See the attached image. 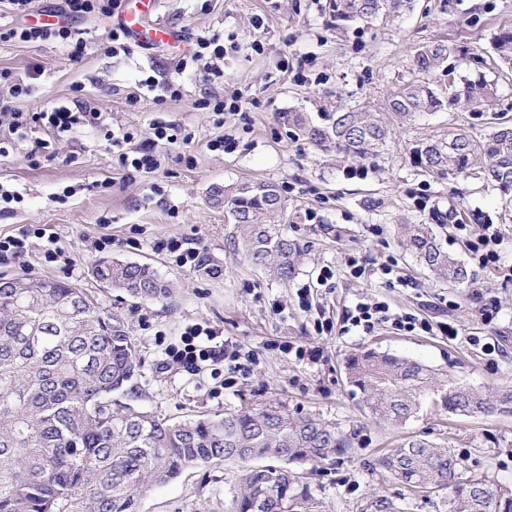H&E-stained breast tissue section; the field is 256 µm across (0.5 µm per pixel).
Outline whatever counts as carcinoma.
Here are the masks:
<instances>
[{"label":"carcinoma","mask_w":512,"mask_h":512,"mask_svg":"<svg viewBox=\"0 0 512 512\" xmlns=\"http://www.w3.org/2000/svg\"><path fill=\"white\" fill-rule=\"evenodd\" d=\"M339 22L398 15L411 0H330ZM490 63L512 72V29L491 39ZM447 58L440 45L420 48L413 66L438 68ZM454 98L428 84L408 83L392 95L395 117L448 105L481 110L492 105L496 84L478 73L453 84ZM279 119L325 151L364 158L383 146L390 129L373 112L340 110L318 125L304 112ZM413 163L439 175L480 176L512 191V125L499 124L483 140L462 129L424 138L412 148ZM285 209L271 182L224 188V213L233 225L231 244L247 262L287 283L298 270L303 246L281 228ZM401 242L433 276L462 283L467 269L445 251L428 224H402ZM198 269L221 274L219 261L200 254ZM94 278L127 296L160 300L170 285L149 265L103 259ZM140 367L128 327L88 294L54 279L0 277V512H139L149 487L174 481L213 462L240 464L227 512H323L299 469L342 454L349 447L336 425L305 415L293 418L269 402L221 418L172 422L130 404L112 408L109 395ZM347 383L360 394L371 419L402 425L425 398L452 416L512 413V388L480 390L409 358L367 349L345 361ZM380 467L415 494L442 496L448 512H512V486L469 474L451 448L411 437L390 449ZM360 512H400L374 492Z\"/></svg>","instance_id":"1"}]
</instances>
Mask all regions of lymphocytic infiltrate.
<instances>
[{"mask_svg": "<svg viewBox=\"0 0 512 512\" xmlns=\"http://www.w3.org/2000/svg\"><path fill=\"white\" fill-rule=\"evenodd\" d=\"M34 0H7L15 22L6 31H0V41H16L31 45L56 43L65 46L68 58L78 62L87 53V43L76 21L87 19L112 18L120 15L123 0H62L58 9L59 21L53 25L27 23V16L34 10ZM30 93V87L23 80H12L0 86V98H7V105L0 107V156L9 155L18 143L30 142L31 160H39L51 149L53 142L67 141L82 130L90 128L111 141L119 150L118 166L125 175L135 173L150 174L160 169V150L165 145L186 144L192 136L178 123L155 122L148 131H135L114 126L109 113L90 107L82 98L72 97L67 103L40 111L29 112L18 108L17 103ZM50 132V139L35 138L36 130ZM44 243L43 258L48 263H63L71 267L64 252L55 245L56 237L44 224H32L16 236L0 237V258L25 257L32 240ZM352 328L363 333H371L381 323H391L396 330L431 332L439 329L442 334L456 335V328L450 323L432 325L429 320L412 315L395 316L388 304L383 302L358 303L348 315ZM184 346L172 350L170 356L177 363L194 367L198 363L226 361L237 371H247L248 366L241 361V355L233 342L217 341L214 331L199 325H192L184 332Z\"/></svg>", "mask_w": 512, "mask_h": 512, "instance_id": "lymphocytic-infiltrate-1", "label": "lymphocytic infiltrate"}]
</instances>
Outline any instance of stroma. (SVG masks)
I'll return each mask as SVG.
<instances>
[{"instance_id":"1","label":"stroma","mask_w":512,"mask_h":512,"mask_svg":"<svg viewBox=\"0 0 512 512\" xmlns=\"http://www.w3.org/2000/svg\"><path fill=\"white\" fill-rule=\"evenodd\" d=\"M329 0H159L154 16L184 30L187 39L219 33L224 39V77L210 82L204 71L176 68L178 47L136 49L111 56L102 46L111 20H82L90 53L69 61L56 44L31 48L0 42V72L29 78L25 110L36 112L81 93L90 105L111 112L119 125L147 128L157 119L187 125L191 144L162 150L160 170L124 178L110 142L92 131L57 143L56 155L32 166L28 144L0 157V185L24 197L14 214L0 216V235L26 224L48 225L71 268L47 263L40 247L21 259H0V273L68 282L121 316L133 337L141 367L126 403L180 421L197 415L223 416L250 406L278 402L291 416L313 415L336 423L348 437L346 454L308 475L323 512H359L376 490L401 512H443L437 497L413 495L391 479L377 460L416 435L448 444L469 470L512 485V414L454 417L424 404L400 428L375 423L358 405L346 381L344 362L372 347L421 361L476 387L512 380V281L479 267L470 252L471 232L481 224L500 228L496 250L512 267V192L505 194L479 176L441 178L413 166L410 151L420 139L465 129L476 139L493 127V113L512 117V76L486 70L495 82L492 112L442 110L393 121L391 135L376 156L353 159L321 151L280 123L278 113L305 112L326 123L336 109L361 108L390 115L389 101L412 81L448 91L449 75L474 77L476 57L491 50V38L512 28V0H415L412 11L372 22L334 27ZM426 44L449 48L448 68L420 73L416 51ZM179 83L184 96L159 104L141 87L148 75ZM237 92L242 108L225 112L223 127L200 110L199 100L216 87ZM139 95L129 104V95ZM231 135L229 153L209 151L219 133ZM278 184L286 204L285 230L306 247L299 272L289 283L266 277L234 254L218 189L244 182ZM71 197H62L65 187ZM331 224L339 237L322 234ZM402 224L432 225L442 246L466 266L461 285L430 278L399 242ZM110 247L96 251L102 237ZM169 238L192 242L222 265L219 277L176 266L156 243ZM151 265L172 285L163 300L142 302L104 287L92 275L100 259ZM393 268L380 273L381 265ZM331 278H323V271ZM309 295H302V288ZM387 302L391 312L430 322H449L455 338L441 332L407 333L384 323L370 335L347 329L346 318L361 300ZM496 303L493 323L476 309ZM326 332H319L318 324ZM213 328L251 356L248 372L229 365L202 364L192 371L173 366L168 352L180 347L188 326ZM320 348L319 362L296 359L285 344ZM497 353L488 355L484 344ZM237 467L210 464L180 479L149 488L140 512H225Z\"/></svg>"}]
</instances>
